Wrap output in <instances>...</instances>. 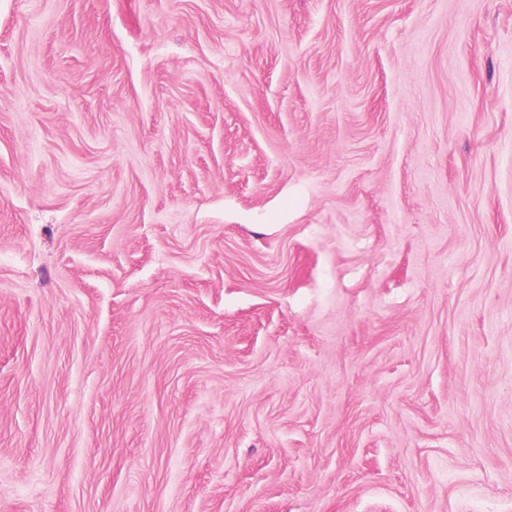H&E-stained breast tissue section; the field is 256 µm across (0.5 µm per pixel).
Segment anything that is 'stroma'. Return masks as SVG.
Returning <instances> with one entry per match:
<instances>
[{"instance_id":"35a3bbf8","label":"stroma","mask_w":512,"mask_h":512,"mask_svg":"<svg viewBox=\"0 0 512 512\" xmlns=\"http://www.w3.org/2000/svg\"><path fill=\"white\" fill-rule=\"evenodd\" d=\"M0 512H512V0H0Z\"/></svg>"}]
</instances>
